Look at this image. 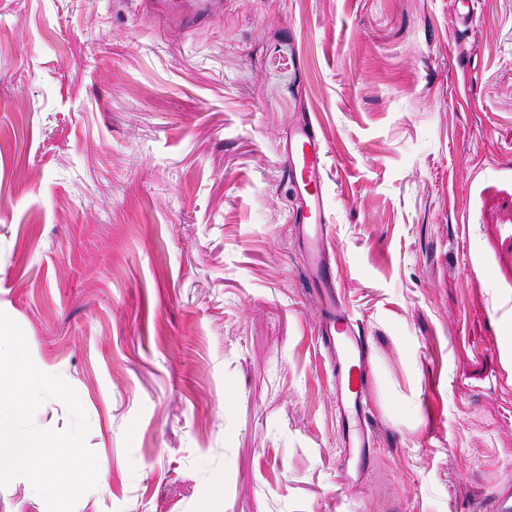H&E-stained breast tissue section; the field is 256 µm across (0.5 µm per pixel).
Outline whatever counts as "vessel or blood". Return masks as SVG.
<instances>
[{
	"label": "vessel or blood",
	"mask_w": 512,
	"mask_h": 512,
	"mask_svg": "<svg viewBox=\"0 0 512 512\" xmlns=\"http://www.w3.org/2000/svg\"><path fill=\"white\" fill-rule=\"evenodd\" d=\"M215 0H181L179 10L167 13L169 22L187 25L209 17ZM288 174L298 189L301 205L296 214L299 241L306 255L309 279L322 290L325 304L322 342L336 367V398L343 444L353 480L371 467L368 420L364 410L369 379L368 349L359 326L336 294L337 276L327 248L331 214L325 183L326 153L313 123L292 129L286 147Z\"/></svg>",
	"instance_id": "b4317fda"
}]
</instances>
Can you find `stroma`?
I'll return each instance as SVG.
<instances>
[{
  "mask_svg": "<svg viewBox=\"0 0 512 512\" xmlns=\"http://www.w3.org/2000/svg\"><path fill=\"white\" fill-rule=\"evenodd\" d=\"M0 0V311L76 391L74 512H490L512 481V0ZM327 153L349 483L286 145ZM0 512H47L24 477ZM220 1L213 0H193V1H165L157 2L161 7L170 3L179 5V11L172 13L166 9H161L166 19L174 24L188 25L194 21H202L209 17L216 5Z\"/></svg>",
  "mask_w": 512,
  "mask_h": 512,
  "instance_id": "35a3bbf8",
  "label": "stroma"
}]
</instances>
